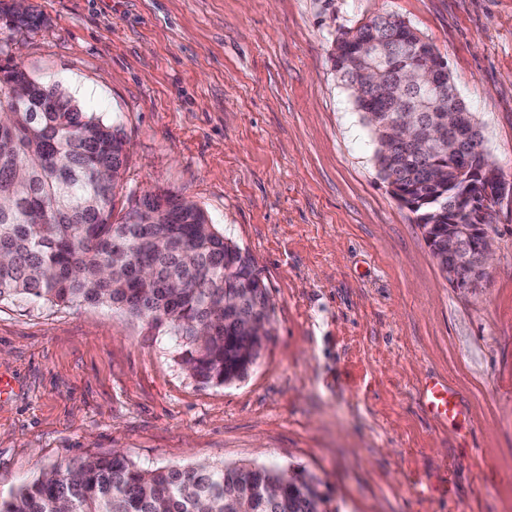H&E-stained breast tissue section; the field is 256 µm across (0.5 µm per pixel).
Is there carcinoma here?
<instances>
[{"label": "carcinoma", "instance_id": "1", "mask_svg": "<svg viewBox=\"0 0 512 512\" xmlns=\"http://www.w3.org/2000/svg\"><path fill=\"white\" fill-rule=\"evenodd\" d=\"M0 14L15 26L37 25L0 0ZM386 39L391 52L380 79L400 84L404 69L441 61L434 119L452 108L458 134L483 148L473 113L458 99L448 62L426 40L408 37L403 20L380 14L344 33L334 67L355 83L365 60L363 44ZM371 110L393 115L415 107V94L397 100L368 92ZM123 139L57 85L26 70L0 66V301L38 299L58 306L107 304L154 326H166L182 349V362L204 383L231 384L257 364L265 339L239 325L242 313L271 321L269 292L260 279L238 280L241 249L211 224L195 204L170 192H146L140 200L167 210L153 224L138 221L134 197L121 221H112L123 189ZM383 180H395L393 196L419 224H450L444 204L471 183L463 153L420 155L398 149L376 152ZM444 168L433 182L427 169ZM246 294L259 305L224 306V293ZM301 481L281 466L222 464L142 469L126 456L87 457L54 467L31 483L0 494V512H330L321 481L305 471Z\"/></svg>", "mask_w": 512, "mask_h": 512}]
</instances>
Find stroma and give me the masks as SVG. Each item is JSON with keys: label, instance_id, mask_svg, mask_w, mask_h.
<instances>
[{"label": "stroma", "instance_id": "stroma-1", "mask_svg": "<svg viewBox=\"0 0 512 512\" xmlns=\"http://www.w3.org/2000/svg\"><path fill=\"white\" fill-rule=\"evenodd\" d=\"M26 5L40 22L0 21V64L118 129L125 192L203 209L250 256L273 314L257 365L214 386L165 328L123 311L0 302V494L117 450L145 469L300 468L334 512H512V199L488 228V279L451 288L331 58L377 14L406 21L512 183V0ZM430 379L461 394L464 422L426 412Z\"/></svg>", "mask_w": 512, "mask_h": 512}]
</instances>
